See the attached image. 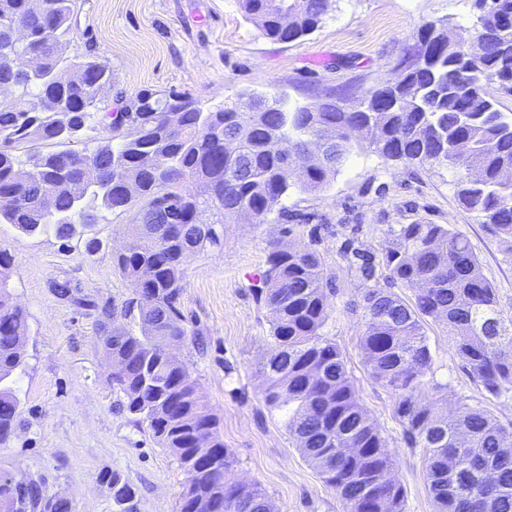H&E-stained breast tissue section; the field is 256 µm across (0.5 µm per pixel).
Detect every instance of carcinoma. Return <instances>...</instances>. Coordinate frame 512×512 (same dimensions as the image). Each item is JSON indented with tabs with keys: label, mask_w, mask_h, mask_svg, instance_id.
I'll use <instances>...</instances> for the list:
<instances>
[{
	"label": "carcinoma",
	"mask_w": 512,
	"mask_h": 512,
	"mask_svg": "<svg viewBox=\"0 0 512 512\" xmlns=\"http://www.w3.org/2000/svg\"><path fill=\"white\" fill-rule=\"evenodd\" d=\"M336 2L238 5L264 36L291 42L318 28ZM76 9V0H43L40 12L29 0H0V82L16 89L15 103L0 105V197L10 200L0 204V224L69 240L93 231L108 212L135 210L113 264L145 301L105 305L99 323L102 352L120 370L114 384L123 407L187 475L177 512H195L201 500L217 512H267L269 498L257 484L229 478L233 455L209 402L188 366L166 352L196 335L180 303L187 259L222 248L224 225L243 218L265 224L276 210L284 235L293 232L290 222L309 223L308 215L276 205L295 181L325 186L357 133L390 161L453 169L460 205L483 216L512 252V113L488 93L494 80L512 91V0L479 6L476 23L454 41L424 25L397 76L350 108L334 97L292 107L282 97L248 93L205 112L187 93L145 91L106 120V136L89 153L71 143L101 111L99 91L112 85V68L63 54ZM15 25L27 29L28 42L12 39ZM28 52L43 60L31 78L4 62ZM77 69L80 82L72 78ZM35 140L55 149L33 154L23 168L15 151ZM318 143L330 164L312 157L295 171L292 155ZM81 159L106 171L102 182L85 181ZM385 259L392 280L429 287L410 302L366 289L361 348L374 376L398 392L395 415L411 447L425 449L435 512H512V427L482 408L443 414L422 399L432 361L425 320L448 329L473 380L497 397L512 388V318L503 317L469 241L442 224L401 225ZM12 265L0 249V444L17 430L13 375L25 366L28 338L26 317L6 289ZM332 290L314 252L270 245L256 286V299L272 315L258 367L264 398L292 408L289 435L347 512H403L405 488L379 425L359 400L341 351L320 333ZM338 448L356 453L338 457ZM100 481L112 486V512H138L136 492L120 472L105 471ZM4 497L10 512L73 509L70 499L52 500L40 481L16 474H0Z\"/></svg>",
	"instance_id": "obj_1"
}]
</instances>
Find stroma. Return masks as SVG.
Wrapping results in <instances>:
<instances>
[{
  "mask_svg": "<svg viewBox=\"0 0 512 512\" xmlns=\"http://www.w3.org/2000/svg\"><path fill=\"white\" fill-rule=\"evenodd\" d=\"M64 51L95 56L112 68V90L185 92L207 108L243 93L285 96L307 105L333 95L353 99L396 76L407 47L426 22L448 34L471 26L474 0H338L311 34L289 43L263 37L237 0H78ZM314 214L308 227L282 235V224L240 221L224 227L223 250H205L186 265L181 303L188 329L201 342L179 351L209 399L220 435L234 455L231 476L258 483L274 512H346L335 489L306 461L285 425L287 410L269 408L256 365L266 353L270 314L257 302L255 283L269 243L314 251L331 276L329 316L321 329L340 349L357 394L380 426L405 487L404 512H434L425 453L408 445L394 408L396 392L371 373L360 349L363 292L373 285L403 300L413 291L394 282L384 249L403 224H442L466 237L496 288L503 316L512 317V254L491 225L464 210L447 169L393 162L368 143L353 144L327 186H293L282 200ZM130 214H111L95 227L101 247L84 239L26 236L0 224V248L14 263L7 288L28 324L26 367L16 374L21 426L0 445V471L25 475L61 493L75 512H112L98 475L121 472L133 484L139 512H174L185 475L147 427L120 405L98 341L97 306L131 296L112 254L122 247ZM371 255L364 279L356 251ZM67 281L73 295H58ZM432 368L427 397L440 411L466 403L512 424V390L494 397L474 382L442 325L426 322Z\"/></svg>",
  "mask_w": 512,
  "mask_h": 512,
  "instance_id": "obj_1",
  "label": "stroma"
}]
</instances>
